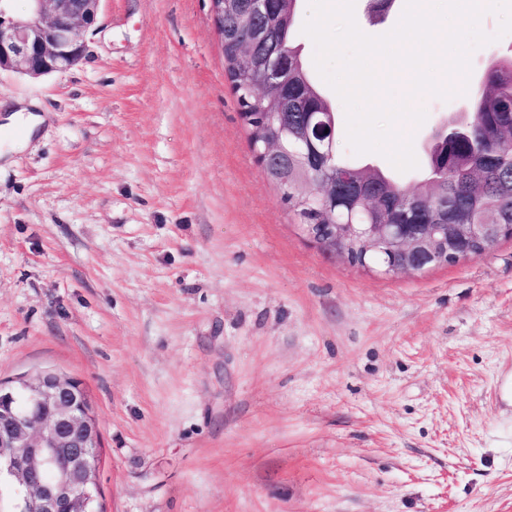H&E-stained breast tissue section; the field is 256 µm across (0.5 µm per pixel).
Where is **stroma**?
<instances>
[{
	"label": "stroma",
	"instance_id": "1",
	"mask_svg": "<svg viewBox=\"0 0 512 512\" xmlns=\"http://www.w3.org/2000/svg\"><path fill=\"white\" fill-rule=\"evenodd\" d=\"M470 55L512 56L500 17ZM85 55L0 100V382L81 381L101 512H512V239L389 278L307 243L263 177L208 0H101ZM471 95L413 98L421 182ZM14 103L19 104L18 101L5 100L3 102V110H6L7 113L13 110L8 116V119L14 124L13 128L21 129L22 134L26 131L28 135H31L35 128L43 121V118L39 115L32 114L33 112H29L25 107H16ZM24 113L28 114L25 115Z\"/></svg>",
	"mask_w": 512,
	"mask_h": 512
}]
</instances>
